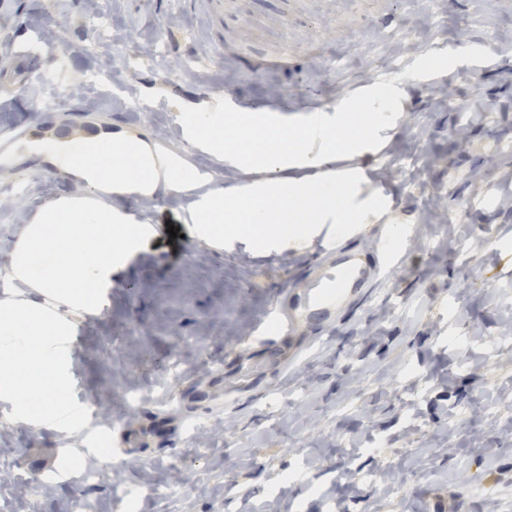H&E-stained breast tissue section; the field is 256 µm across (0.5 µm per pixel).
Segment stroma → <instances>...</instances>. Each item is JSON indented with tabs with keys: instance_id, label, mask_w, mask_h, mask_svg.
<instances>
[{
	"instance_id": "1",
	"label": "stroma",
	"mask_w": 512,
	"mask_h": 512,
	"mask_svg": "<svg viewBox=\"0 0 512 512\" xmlns=\"http://www.w3.org/2000/svg\"><path fill=\"white\" fill-rule=\"evenodd\" d=\"M16 2L0 15V131L16 133L0 184L42 176L23 210L0 208V262L42 201L76 189L33 146L46 127L140 135L199 182L125 202L155 231L113 269L99 312L73 318L80 437L22 421L0 394V474L24 479L14 512H492L512 498V0H305L294 17L289 0H224L220 18L208 0ZM30 35L31 62L8 50ZM469 46L492 61L404 75L425 52ZM283 48L288 69L248 71ZM372 76L397 80L400 116L378 150L326 167L358 169V200L389 203L343 246L370 252L403 226L402 266L309 358L267 368L251 328L279 284L306 276L316 244L270 253L199 239L193 205L267 174L196 149L180 108L231 95L245 112L332 115ZM156 90V103L141 100ZM461 239L471 257L457 254ZM223 376L237 387L223 410L181 400L185 381ZM164 414L194 416L195 428L155 436ZM116 443L125 469L92 488L71 474L70 458Z\"/></svg>"
}]
</instances>
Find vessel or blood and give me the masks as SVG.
<instances>
[{
	"label": "vessel or blood",
	"instance_id": "1",
	"mask_svg": "<svg viewBox=\"0 0 512 512\" xmlns=\"http://www.w3.org/2000/svg\"><path fill=\"white\" fill-rule=\"evenodd\" d=\"M329 225L318 233L322 260L311 267L309 276L296 286H282L274 303L256 322L254 331L261 344L278 358L280 367H295L311 350L303 341L311 326L330 327L339 315L366 296L387 272L399 263L390 241H382L378 257L330 244ZM189 403L213 404L222 400L223 387L201 388L186 383L181 392Z\"/></svg>",
	"mask_w": 512,
	"mask_h": 512
}]
</instances>
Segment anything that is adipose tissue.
<instances>
[{
  "instance_id": "obj_1",
  "label": "adipose tissue",
  "mask_w": 512,
  "mask_h": 512,
  "mask_svg": "<svg viewBox=\"0 0 512 512\" xmlns=\"http://www.w3.org/2000/svg\"><path fill=\"white\" fill-rule=\"evenodd\" d=\"M40 150L45 160L104 198L92 209L45 206L5 264L45 301L0 304V391L13 395L25 417L60 425L76 417L66 398L74 333L70 315L98 311L99 291L109 287L113 267L147 235L144 225L126 223L122 200L142 194L149 162L141 145L122 134L55 140Z\"/></svg>"
}]
</instances>
